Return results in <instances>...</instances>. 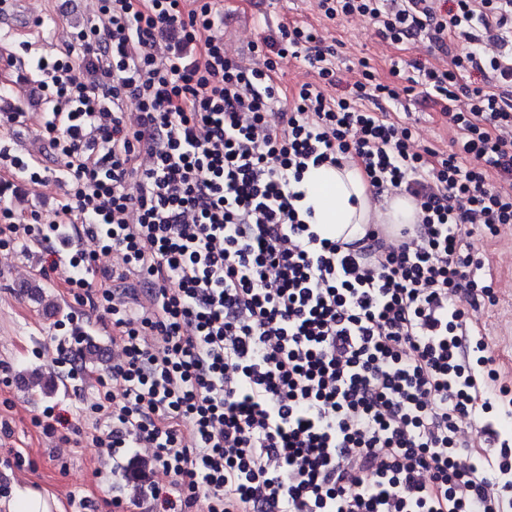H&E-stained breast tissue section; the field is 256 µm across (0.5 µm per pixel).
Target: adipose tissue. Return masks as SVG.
<instances>
[{
	"label": "adipose tissue",
	"instance_id": "ef3b65f1",
	"mask_svg": "<svg viewBox=\"0 0 512 512\" xmlns=\"http://www.w3.org/2000/svg\"><path fill=\"white\" fill-rule=\"evenodd\" d=\"M302 197L297 202L315 224L321 236H347L355 241L363 238L369 224H412L416 221L415 205L407 196L398 194L384 208H377L368 193L361 170L354 163L344 166L324 164L304 171L297 186Z\"/></svg>",
	"mask_w": 512,
	"mask_h": 512
}]
</instances>
